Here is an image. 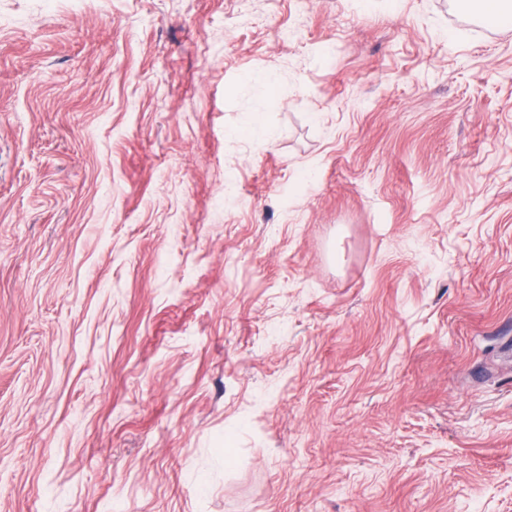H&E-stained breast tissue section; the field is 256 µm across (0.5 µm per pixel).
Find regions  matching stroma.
I'll return each instance as SVG.
<instances>
[{
    "mask_svg": "<svg viewBox=\"0 0 512 512\" xmlns=\"http://www.w3.org/2000/svg\"><path fill=\"white\" fill-rule=\"evenodd\" d=\"M459 5L0 0V512H512V19Z\"/></svg>",
    "mask_w": 512,
    "mask_h": 512,
    "instance_id": "obj_1",
    "label": "stroma"
}]
</instances>
